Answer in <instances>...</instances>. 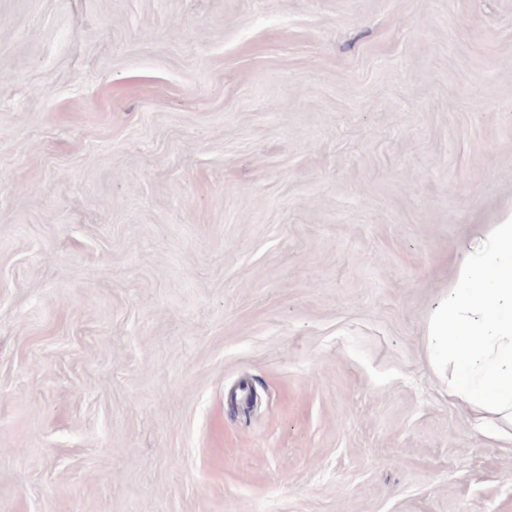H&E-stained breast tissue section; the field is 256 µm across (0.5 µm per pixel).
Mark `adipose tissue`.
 I'll use <instances>...</instances> for the list:
<instances>
[{
  "label": "adipose tissue",
  "instance_id": "obj_1",
  "mask_svg": "<svg viewBox=\"0 0 512 512\" xmlns=\"http://www.w3.org/2000/svg\"><path fill=\"white\" fill-rule=\"evenodd\" d=\"M431 366L450 396L512 436V214L461 261L427 325Z\"/></svg>",
  "mask_w": 512,
  "mask_h": 512
}]
</instances>
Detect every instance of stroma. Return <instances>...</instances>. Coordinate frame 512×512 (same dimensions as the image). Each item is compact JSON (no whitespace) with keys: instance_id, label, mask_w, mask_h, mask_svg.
I'll use <instances>...</instances> for the list:
<instances>
[{"instance_id":"35a3bbf8","label":"stroma","mask_w":512,"mask_h":512,"mask_svg":"<svg viewBox=\"0 0 512 512\" xmlns=\"http://www.w3.org/2000/svg\"><path fill=\"white\" fill-rule=\"evenodd\" d=\"M512 211V0H0V512H512L428 357Z\"/></svg>"}]
</instances>
